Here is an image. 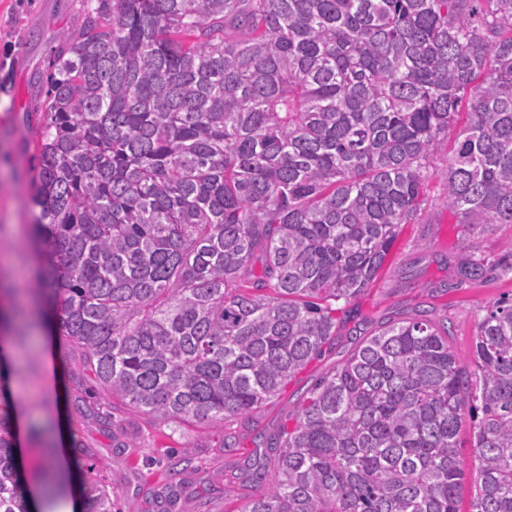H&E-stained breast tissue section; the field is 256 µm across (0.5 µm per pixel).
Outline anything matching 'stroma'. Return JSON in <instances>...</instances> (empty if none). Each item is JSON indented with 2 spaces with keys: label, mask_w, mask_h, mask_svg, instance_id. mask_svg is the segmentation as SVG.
<instances>
[{
  "label": "stroma",
  "mask_w": 512,
  "mask_h": 512,
  "mask_svg": "<svg viewBox=\"0 0 512 512\" xmlns=\"http://www.w3.org/2000/svg\"><path fill=\"white\" fill-rule=\"evenodd\" d=\"M84 6L85 0H0V288L12 289L20 302L38 288L27 197L37 166L31 129L40 119L37 107L56 36L65 27L77 31ZM431 195L434 202L425 223L403 227L377 280L360 297L356 321L367 334L418 315L445 322L449 346L468 366L476 325L487 307L512 298V272L506 268L512 262V224H490L481 233L470 234L445 204L443 182H433ZM468 252L502 262L503 267L479 281L461 278L457 265ZM26 331L21 322L13 329L20 338L14 379L27 407L28 445L33 449L24 462L26 472L42 474L41 450L50 439H76L92 455L74 458V466H94L111 484L120 512H159V495L167 481L161 461L187 447L195 455L194 470L186 476L181 512H235L254 493L239 482L237 467L256 456L255 432L286 425L306 391L344 362L359 342L355 335L339 336L331 351L313 360L278 397L250 417L174 427L134 412L104 423L101 416L109 411V397L97 389L92 374L82 370L78 351L64 343L56 354L42 353L25 340ZM54 357L63 371V396L55 401L44 394L48 364ZM79 399L98 409L100 418L79 413L74 407ZM227 437L236 442L229 453L222 448Z\"/></svg>",
  "instance_id": "1"
}]
</instances>
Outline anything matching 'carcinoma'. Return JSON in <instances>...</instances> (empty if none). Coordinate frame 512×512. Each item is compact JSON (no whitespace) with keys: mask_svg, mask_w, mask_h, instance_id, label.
Here are the masks:
<instances>
[{"mask_svg":"<svg viewBox=\"0 0 512 512\" xmlns=\"http://www.w3.org/2000/svg\"><path fill=\"white\" fill-rule=\"evenodd\" d=\"M40 111L45 307L16 314L57 322L112 409L166 425L248 417L333 346L433 180L472 232L512 224V0H94ZM467 407L471 512H512V300L470 371L424 316L363 340L292 429L257 433L244 478L277 479L238 512H459ZM77 488L114 512L93 469ZM26 494L1 411L0 512H36Z\"/></svg>","mask_w":512,"mask_h":512,"instance_id":"obj_1","label":"carcinoma"}]
</instances>
